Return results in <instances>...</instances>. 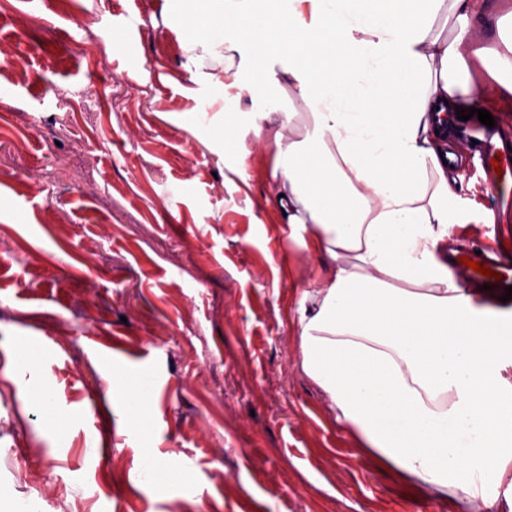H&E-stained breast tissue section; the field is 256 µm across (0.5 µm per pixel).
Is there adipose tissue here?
<instances>
[{
  "label": "adipose tissue",
  "instance_id": "ef3b65f1",
  "mask_svg": "<svg viewBox=\"0 0 512 512\" xmlns=\"http://www.w3.org/2000/svg\"><path fill=\"white\" fill-rule=\"evenodd\" d=\"M205 3L192 50L232 20L228 49L280 58L309 109L303 140L271 168L284 224L326 269L297 308L304 372L365 450L421 490L512 506V383L500 376L512 335L448 266V234L473 215L433 138L438 107L512 101V39L491 49L508 77L488 97L460 52L481 40L493 0Z\"/></svg>",
  "mask_w": 512,
  "mask_h": 512
}]
</instances>
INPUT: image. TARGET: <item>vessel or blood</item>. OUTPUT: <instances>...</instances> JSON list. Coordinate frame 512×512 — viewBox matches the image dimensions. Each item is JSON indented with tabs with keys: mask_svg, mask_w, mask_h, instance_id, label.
I'll return each instance as SVG.
<instances>
[{
	"mask_svg": "<svg viewBox=\"0 0 512 512\" xmlns=\"http://www.w3.org/2000/svg\"><path fill=\"white\" fill-rule=\"evenodd\" d=\"M459 137L472 141V162L482 171L485 186L491 196L498 200L496 211L495 243L481 250H465L463 259H452L450 267L454 274L464 278L466 285H490L494 294H504L512 286V138L507 137L501 127H487L480 122L459 125ZM500 160L502 170H495L493 160ZM475 259L487 265L491 273L483 275L465 266V259Z\"/></svg>",
	"mask_w": 512,
	"mask_h": 512,
	"instance_id": "b4317fda",
	"label": "vessel or blood"
}]
</instances>
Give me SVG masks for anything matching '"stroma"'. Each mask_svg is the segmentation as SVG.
Masks as SVG:
<instances>
[{
  "label": "stroma",
  "instance_id": "obj_1",
  "mask_svg": "<svg viewBox=\"0 0 512 512\" xmlns=\"http://www.w3.org/2000/svg\"><path fill=\"white\" fill-rule=\"evenodd\" d=\"M202 8L0 0L22 60L0 54V512H484L369 455L304 373L296 309L326 270L269 178L301 131L225 144L212 83L230 60L235 111L299 101L251 100L244 49L190 70L178 18ZM114 376L152 388L142 436Z\"/></svg>",
  "mask_w": 512,
  "mask_h": 512
}]
</instances>
